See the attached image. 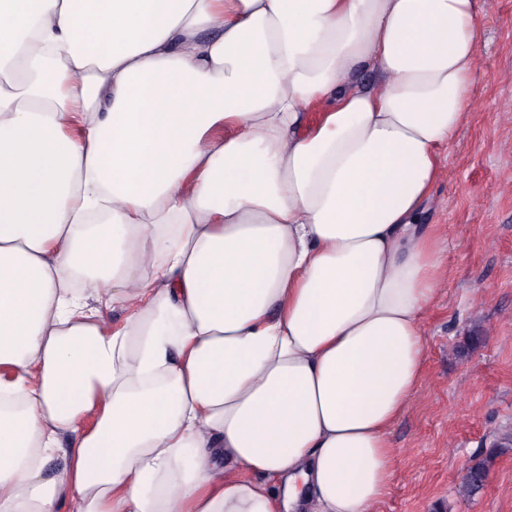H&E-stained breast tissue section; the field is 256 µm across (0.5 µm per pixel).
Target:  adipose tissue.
<instances>
[{
	"label": "adipose tissue",
	"instance_id": "adipose-tissue-1",
	"mask_svg": "<svg viewBox=\"0 0 512 512\" xmlns=\"http://www.w3.org/2000/svg\"><path fill=\"white\" fill-rule=\"evenodd\" d=\"M479 16L0 0V512H372Z\"/></svg>",
	"mask_w": 512,
	"mask_h": 512
}]
</instances>
